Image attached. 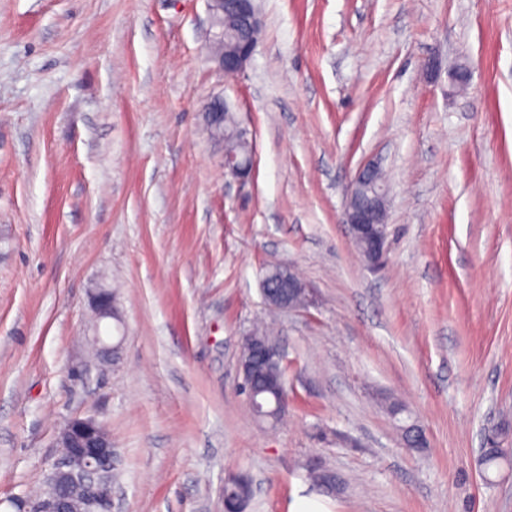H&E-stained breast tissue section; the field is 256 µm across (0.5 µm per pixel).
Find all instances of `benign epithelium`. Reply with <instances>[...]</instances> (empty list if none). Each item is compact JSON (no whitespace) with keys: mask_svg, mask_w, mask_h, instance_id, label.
Masks as SVG:
<instances>
[{"mask_svg":"<svg viewBox=\"0 0 512 512\" xmlns=\"http://www.w3.org/2000/svg\"><path fill=\"white\" fill-rule=\"evenodd\" d=\"M256 0H210L218 31L214 34L211 54L218 69L238 74L252 57L256 36L262 27ZM232 17L245 26V32L235 31V40L226 46L224 20ZM251 159L224 162L235 179L243 182L249 175ZM380 170L376 162H368L356 173L342 213L349 226L357 250L368 266L375 270L386 256L388 240L387 195L373 185ZM262 290L267 303L280 311L301 308L298 297L307 292L294 269L278 265L263 277ZM89 305L97 319L112 318V292L96 288L89 293ZM249 349L240 355L239 371L242 384L252 387L251 376L257 363L273 364L284 359L280 346L257 331L243 336ZM61 456L50 468L51 490L28 502L26 512H112V434L93 417L67 419L56 437Z\"/></svg>","mask_w":512,"mask_h":512,"instance_id":"1","label":"benign epithelium"}]
</instances>
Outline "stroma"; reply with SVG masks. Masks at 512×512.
I'll return each instance as SVG.
<instances>
[{
    "instance_id": "1",
    "label": "stroma",
    "mask_w": 512,
    "mask_h": 512,
    "mask_svg": "<svg viewBox=\"0 0 512 512\" xmlns=\"http://www.w3.org/2000/svg\"><path fill=\"white\" fill-rule=\"evenodd\" d=\"M258 5L262 38L228 78L209 0H0V512H22L75 416L112 433L114 512H224L235 475L247 512L310 495L512 512V464L480 463L488 431L512 447V0ZM216 97L254 142L243 184L205 126ZM372 160L390 186L378 270L341 222ZM273 264L310 303L277 320L271 428L238 359ZM99 286L120 317L97 325ZM96 333L116 348L104 373ZM409 425L426 447L404 445ZM272 380L277 383L278 391L272 393ZM254 389L257 392L256 399H261L267 406L266 412L270 417L281 422L287 410L288 381L286 369L283 364L260 372L254 380Z\"/></svg>"
}]
</instances>
